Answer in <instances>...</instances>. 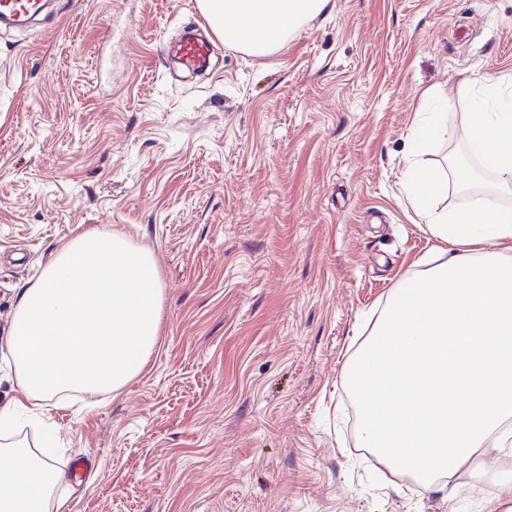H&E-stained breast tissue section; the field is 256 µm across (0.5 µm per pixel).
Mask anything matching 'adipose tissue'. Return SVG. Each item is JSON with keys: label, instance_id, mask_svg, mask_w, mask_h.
Listing matches in <instances>:
<instances>
[{"label": "adipose tissue", "instance_id": "ef3b65f1", "mask_svg": "<svg viewBox=\"0 0 512 512\" xmlns=\"http://www.w3.org/2000/svg\"><path fill=\"white\" fill-rule=\"evenodd\" d=\"M330 0H199L216 36L255 54L281 46ZM494 111L465 130L471 154L512 192V95L485 77ZM437 113L413 123L405 179L411 204L439 240L436 259L402 278L372 337L347 364L362 447L434 491L461 477L493 479L489 456L512 457V208L492 200L441 209L448 176L424 148L453 137ZM163 288L151 251L98 230L77 234L20 289L0 343L20 394L0 405V512H61L64 471L12 440L20 400L61 409L119 393L148 364L161 330Z\"/></svg>", "mask_w": 512, "mask_h": 512}]
</instances>
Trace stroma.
Returning <instances> with one entry per match:
<instances>
[{
	"instance_id": "35a3bbf8",
	"label": "stroma",
	"mask_w": 512,
	"mask_h": 512,
	"mask_svg": "<svg viewBox=\"0 0 512 512\" xmlns=\"http://www.w3.org/2000/svg\"><path fill=\"white\" fill-rule=\"evenodd\" d=\"M197 0H50L0 24V339L50 251L97 228L148 247L164 309L146 369L53 412L63 512H482L359 447L345 365L437 241L403 173L419 112L450 209L492 194L462 131L512 77V0H331L273 52L167 45ZM211 50L210 39L188 36L179 44L177 54L183 67L188 70H199L205 67Z\"/></svg>"
}]
</instances>
